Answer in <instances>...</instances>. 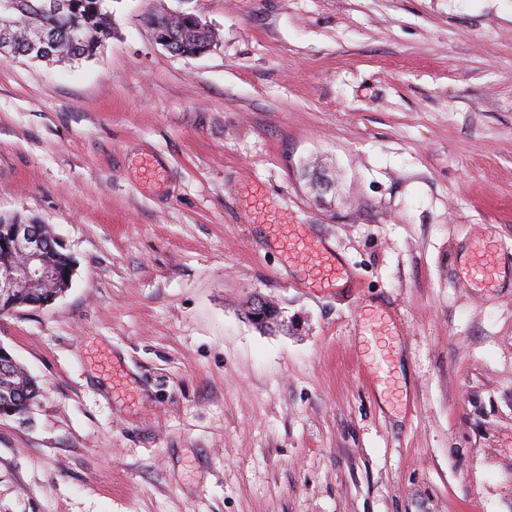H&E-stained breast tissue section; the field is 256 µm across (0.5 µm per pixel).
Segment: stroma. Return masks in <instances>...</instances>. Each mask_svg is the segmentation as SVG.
I'll list each match as a JSON object with an SVG mask.
<instances>
[{"label": "stroma", "mask_w": 512, "mask_h": 512, "mask_svg": "<svg viewBox=\"0 0 512 512\" xmlns=\"http://www.w3.org/2000/svg\"><path fill=\"white\" fill-rule=\"evenodd\" d=\"M110 8L93 59L0 62V213L76 262L0 317L42 388L0 418V512H512V274L458 278L512 252V0ZM155 8L218 44L169 53ZM296 222L350 279L284 267ZM472 248L479 261L467 267L464 277L469 279L474 286L492 288L496 281L499 258L502 254L480 241H477Z\"/></svg>", "instance_id": "stroma-1"}]
</instances>
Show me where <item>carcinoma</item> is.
<instances>
[{
	"mask_svg": "<svg viewBox=\"0 0 512 512\" xmlns=\"http://www.w3.org/2000/svg\"><path fill=\"white\" fill-rule=\"evenodd\" d=\"M105 0H0L9 20L0 23V46L11 58L40 56L47 62L90 59L112 35V11ZM154 36L175 55L203 54L218 42L219 34L190 13L155 9L146 16ZM45 34L42 52L32 38ZM40 387L17 363L0 371V417H15L35 403Z\"/></svg>",
	"mask_w": 512,
	"mask_h": 512,
	"instance_id": "carcinoma-1",
	"label": "carcinoma"
}]
</instances>
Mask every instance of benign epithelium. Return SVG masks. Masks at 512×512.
<instances>
[{
    "mask_svg": "<svg viewBox=\"0 0 512 512\" xmlns=\"http://www.w3.org/2000/svg\"><path fill=\"white\" fill-rule=\"evenodd\" d=\"M42 222L16 217L13 223L0 221V237L4 249L15 261L0 263V303L14 308L17 306L15 293L19 288L49 287L68 289L74 274V268L60 269L52 262L47 253ZM249 315L252 321L266 328L275 326L265 311L268 301L255 295L249 303Z\"/></svg>",
    "mask_w": 512,
    "mask_h": 512,
    "instance_id": "1",
    "label": "benign epithelium"
}]
</instances>
